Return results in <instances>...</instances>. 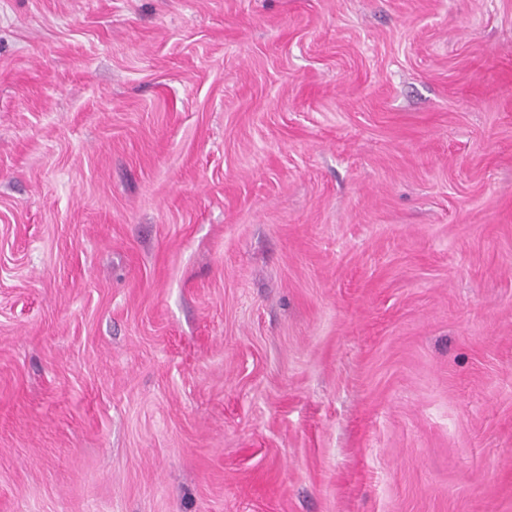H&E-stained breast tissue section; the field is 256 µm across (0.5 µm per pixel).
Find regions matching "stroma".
<instances>
[{
  "label": "stroma",
  "instance_id": "1",
  "mask_svg": "<svg viewBox=\"0 0 512 512\" xmlns=\"http://www.w3.org/2000/svg\"><path fill=\"white\" fill-rule=\"evenodd\" d=\"M0 512H512V0H0Z\"/></svg>",
  "mask_w": 512,
  "mask_h": 512
}]
</instances>
